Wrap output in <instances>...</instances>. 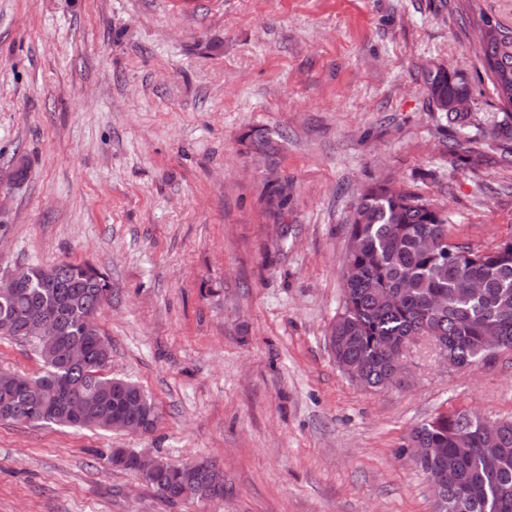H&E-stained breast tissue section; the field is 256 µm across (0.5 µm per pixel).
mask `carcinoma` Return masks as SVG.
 <instances>
[{
  "instance_id": "obj_1",
  "label": "carcinoma",
  "mask_w": 512,
  "mask_h": 512,
  "mask_svg": "<svg viewBox=\"0 0 512 512\" xmlns=\"http://www.w3.org/2000/svg\"><path fill=\"white\" fill-rule=\"evenodd\" d=\"M480 2L462 3L478 26L488 16ZM478 51L502 113L490 136L501 148V161L512 164V25L495 20ZM425 90L428 108L440 113L446 127L463 131L473 124L472 113L451 108L453 100L471 94L467 77L436 66L425 72ZM448 153L466 165L479 163L459 140ZM287 203L286 186L268 191L269 209ZM354 209L348 237L356 248L347 254L350 273L332 330L339 361L356 365L369 387L381 389L389 372L384 348L407 336H438L461 363L479 359L492 343L512 350V237L490 250L451 243L447 215L407 190L393 193L386 183L363 190ZM49 268L50 275L42 266L31 268L27 288L0 292V318L11 319L0 332L32 343L42 361V371L33 376L0 372V421L112 431L122 429L129 414L144 432L152 431L158 416L153 399L136 383L109 373L111 346L99 329L86 326L85 318L111 297L107 277L89 263L61 261ZM37 315L56 322L87 358L59 362L50 343L26 336V321ZM80 401L89 409L71 413ZM413 433L442 449L435 465L445 471L447 501L457 505L456 512H512V419L502 421L501 464L494 471L484 465L482 436L465 411L440 413ZM109 463L137 472L134 452L124 448L113 449ZM144 481L171 505L189 492L224 497V474L212 464L161 459Z\"/></svg>"
}]
</instances>
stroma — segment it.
<instances>
[{
	"instance_id": "1",
	"label": "stroma",
	"mask_w": 512,
	"mask_h": 512,
	"mask_svg": "<svg viewBox=\"0 0 512 512\" xmlns=\"http://www.w3.org/2000/svg\"><path fill=\"white\" fill-rule=\"evenodd\" d=\"M435 65L468 76L480 165L426 106ZM499 115L457 0H0V172L28 162L0 184V272L104 273L110 372L160 415L149 434L0 422V512H433L402 447L443 411L511 418L512 351L456 371L420 338L404 382L373 390L327 334L367 186L429 202L453 242L512 236ZM40 368L0 335V371ZM115 448L214 461L224 497L168 504Z\"/></svg>"
}]
</instances>
